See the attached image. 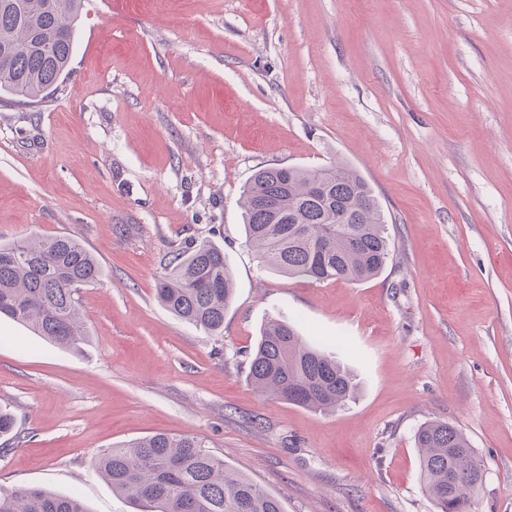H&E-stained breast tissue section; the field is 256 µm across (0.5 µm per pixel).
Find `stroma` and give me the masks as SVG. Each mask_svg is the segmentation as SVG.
<instances>
[{
    "mask_svg": "<svg viewBox=\"0 0 512 512\" xmlns=\"http://www.w3.org/2000/svg\"><path fill=\"white\" fill-rule=\"evenodd\" d=\"M342 160L386 216L362 283L265 266L240 198L263 167ZM73 236L101 267L65 349L0 318V488L133 512L92 459L194 435L284 512H437L416 428L462 429L475 512H512V0H82L70 70L0 96V244ZM223 249L222 335L156 288L173 252ZM335 346L359 391L319 412L247 381L267 320Z\"/></svg>",
    "mask_w": 512,
    "mask_h": 512,
    "instance_id": "35a3bbf8",
    "label": "stroma"
}]
</instances>
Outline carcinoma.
I'll return each instance as SVG.
<instances>
[{"label": "carcinoma", "mask_w": 512, "mask_h": 512, "mask_svg": "<svg viewBox=\"0 0 512 512\" xmlns=\"http://www.w3.org/2000/svg\"><path fill=\"white\" fill-rule=\"evenodd\" d=\"M81 0H0V93L47 97L69 66ZM241 209L246 242L265 265L317 282H364L390 257L383 208L351 165L258 169ZM97 259L67 236L0 245V316L70 349L86 340L78 289L99 280ZM234 281L224 250L202 242L175 254L156 288L174 316L210 335L224 331ZM259 392L313 411L354 398V374L273 317L247 374ZM420 482L438 512H473L483 465L464 433L441 421L414 435ZM93 467L140 512H283L278 498L228 470L197 437L156 434L101 455ZM0 512H88L80 497L39 487L0 488Z\"/></svg>", "instance_id": "cac0c4a2"}]
</instances>
